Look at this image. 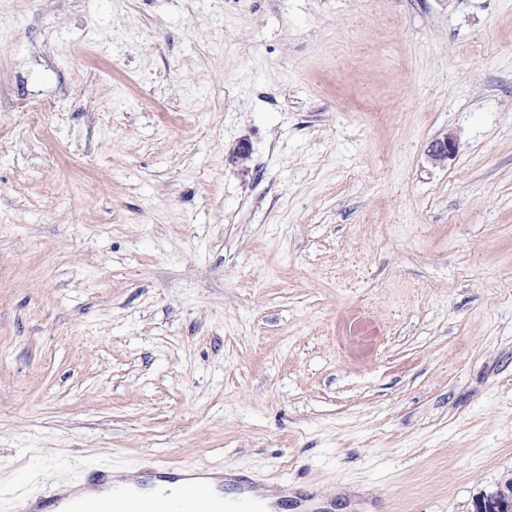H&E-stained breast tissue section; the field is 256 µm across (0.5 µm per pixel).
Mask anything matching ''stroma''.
I'll use <instances>...</instances> for the list:
<instances>
[{"instance_id":"1","label":"stroma","mask_w":512,"mask_h":512,"mask_svg":"<svg viewBox=\"0 0 512 512\" xmlns=\"http://www.w3.org/2000/svg\"><path fill=\"white\" fill-rule=\"evenodd\" d=\"M150 465L512 478V0H0V512Z\"/></svg>"}]
</instances>
